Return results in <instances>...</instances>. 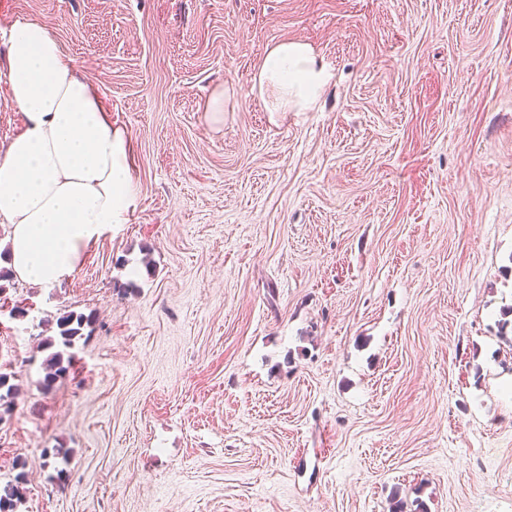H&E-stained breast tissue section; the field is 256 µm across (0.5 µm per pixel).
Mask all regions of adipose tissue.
<instances>
[{
  "label": "adipose tissue",
  "mask_w": 512,
  "mask_h": 512,
  "mask_svg": "<svg viewBox=\"0 0 512 512\" xmlns=\"http://www.w3.org/2000/svg\"><path fill=\"white\" fill-rule=\"evenodd\" d=\"M6 91L25 117L0 151V218L10 226L7 263L15 277L53 285L137 206L127 161L130 135L113 126L96 85L80 73L47 24L19 18L0 56ZM266 111L307 112L327 75L308 44L268 48L255 78Z\"/></svg>",
  "instance_id": "adipose-tissue-1"
}]
</instances>
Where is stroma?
I'll return each instance as SVG.
<instances>
[{
	"instance_id": "obj_1",
	"label": "stroma",
	"mask_w": 512,
	"mask_h": 512,
	"mask_svg": "<svg viewBox=\"0 0 512 512\" xmlns=\"http://www.w3.org/2000/svg\"><path fill=\"white\" fill-rule=\"evenodd\" d=\"M20 17L129 131L139 202L0 294L18 512H512V0H0V54ZM281 41L317 110L263 108ZM255 81L267 112H307L323 95L327 75L308 44L286 41L268 48ZM90 322V314L86 316L83 313L77 314L70 311L59 316L56 320V327L62 346L65 348L72 346L75 338L82 335L81 330L84 325H88Z\"/></svg>"
}]
</instances>
